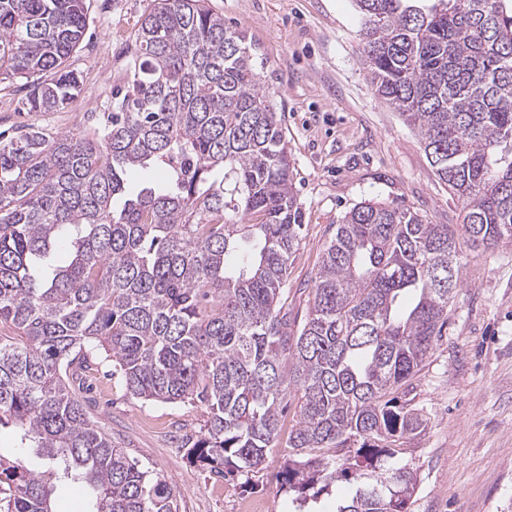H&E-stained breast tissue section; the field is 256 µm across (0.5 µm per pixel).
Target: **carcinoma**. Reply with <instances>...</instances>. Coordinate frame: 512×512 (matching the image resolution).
<instances>
[{
	"label": "carcinoma",
	"instance_id": "obj_1",
	"mask_svg": "<svg viewBox=\"0 0 512 512\" xmlns=\"http://www.w3.org/2000/svg\"><path fill=\"white\" fill-rule=\"evenodd\" d=\"M354 2L368 81L461 200L463 236L355 205L290 331L302 211L253 48L206 0H155L104 123L0 137V426L53 462L0 455V512H53L67 480L94 512H178L86 415L103 362L134 398L204 404L188 454L221 477L261 469L294 390L281 487L302 507L353 482L332 512H407L417 472L395 458L426 429L407 396L448 325L463 248L512 242V0ZM85 29V0H0V81L25 79L32 112L72 105ZM149 168L164 183L132 188Z\"/></svg>",
	"mask_w": 512,
	"mask_h": 512
}]
</instances>
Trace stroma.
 <instances>
[{"mask_svg":"<svg viewBox=\"0 0 512 512\" xmlns=\"http://www.w3.org/2000/svg\"><path fill=\"white\" fill-rule=\"evenodd\" d=\"M84 39L70 64L81 92L58 112H31L23 80L0 82V133L50 134L86 126L80 113L109 111L127 48L152 0H86ZM227 30L243 32L282 121L302 205L301 242L288 268V311L303 324L324 246L355 204L408 208L435 224L462 225V204L431 167L417 132L378 98L362 57L352 0H209ZM463 282L448 327L413 382L427 427L400 463L419 483L408 512H512V243L465 250ZM87 416L139 467L164 479L179 512H294L274 449L261 470L218 477L186 457L208 418L201 404L127 394L101 367L85 393Z\"/></svg>","mask_w":512,"mask_h":512,"instance_id":"35a3bbf8","label":"stroma"}]
</instances>
